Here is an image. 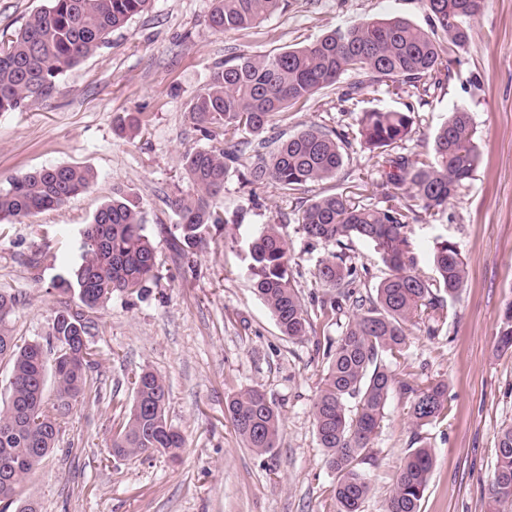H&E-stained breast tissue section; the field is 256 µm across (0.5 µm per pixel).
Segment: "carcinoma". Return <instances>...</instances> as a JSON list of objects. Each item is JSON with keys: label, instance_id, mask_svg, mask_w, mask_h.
I'll list each match as a JSON object with an SVG mask.
<instances>
[{"label": "carcinoma", "instance_id": "1", "mask_svg": "<svg viewBox=\"0 0 512 512\" xmlns=\"http://www.w3.org/2000/svg\"><path fill=\"white\" fill-rule=\"evenodd\" d=\"M150 0H47L19 29L0 40V112L24 108L47 94L67 68L110 42V35L142 13ZM430 28L401 17L338 27L309 46L261 57L231 53L212 73L190 106L199 131L224 135V147L185 155L190 191L168 197L177 216L173 248L187 256L201 248L212 230L224 229L237 242L238 225L214 205L224 181L244 155L245 174L254 186L271 185L290 196L302 187L334 178L347 150L360 146L389 167L381 186L405 188L402 199L381 208L360 207L341 194L325 195L302 205L297 224L310 238L338 246L353 237L375 244L389 274L366 300L358 286L361 273L342 255L322 261L316 280L333 290L305 304L289 273L288 240L281 224H260L247 242L246 271L280 333L292 340L317 335L336 318L342 305L356 310L336 344L323 355L327 371L314 400L313 425L325 463L336 475V512H361L371 486L365 465L394 388L411 394L408 415L413 425H427L448 410V386L428 382L414 388L396 378L386 364L407 346L408 324L431 311L448 320L447 297L462 288L466 268L457 248L437 244L435 277L416 273L405 229L436 218L479 162L475 131L468 112L457 109L436 130L431 154L414 160L395 153L410 137L415 110L371 109L354 122L330 130L310 125L292 135L275 132L276 118L289 106L327 89L339 88L348 73L373 81L391 80L422 87L423 94L441 84L448 68V46L469 41L466 20L484 0H424ZM287 0H214L210 28L220 34L251 29L281 13ZM120 133L140 131L130 116L116 119ZM95 174L71 165L42 167L13 178L0 189V223L59 207L88 190ZM159 279L156 251L145 234L139 202L122 192L102 204L82 231L80 262L57 276L52 288L77 300L55 312L45 341L14 333L11 318L19 298L0 290V363L10 366L8 395L0 403V472L8 466L12 487L0 485V512H37L23 497L24 482L58 447L61 421L73 405L90 397L97 362L87 344L90 321L114 294L141 296ZM499 346L512 349V304L505 308ZM168 389L158 373L143 369L133 382L128 415L112 432V456L130 458L158 452L172 458L185 446L183 435L167 417ZM227 414L245 446L263 455L280 435V412L258 387L227 400ZM496 463L487 488V512H512V424L495 444ZM434 465L422 444L408 455L397 476L386 512H420Z\"/></svg>", "mask_w": 512, "mask_h": 512}]
</instances>
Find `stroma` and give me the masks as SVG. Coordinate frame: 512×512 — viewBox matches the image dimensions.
I'll use <instances>...</instances> for the list:
<instances>
[{
	"instance_id": "obj_1",
	"label": "stroma",
	"mask_w": 512,
	"mask_h": 512,
	"mask_svg": "<svg viewBox=\"0 0 512 512\" xmlns=\"http://www.w3.org/2000/svg\"><path fill=\"white\" fill-rule=\"evenodd\" d=\"M212 7L213 0H151L106 48L60 75L47 96L0 113V189L45 166L85 167L96 176L62 206L0 225V289L19 296L12 316L17 335H45L64 300L51 282L78 261L83 226L113 191L139 201L159 270L158 283L142 297L117 294L88 314L99 399L75 405L58 450L27 482L38 512H336V476L318 445L312 406L326 373L323 350L345 328L352 307L317 335L282 336L223 232H212L192 258L174 251L177 217L166 199L187 186L185 154L216 144L196 130L189 105L227 47L265 55L310 45L348 23L402 17L425 27L427 12L423 0H288L286 12L256 28L218 34L207 24ZM466 25L470 39L452 53L441 89L423 99L408 84L383 81L363 94L367 109L414 107L419 121L405 155L429 154L435 130L457 109L469 113L480 154L446 212L407 230L417 273L434 277V248L445 240L466 264L464 285L449 299L437 336L427 333L428 316L416 318L406 349L388 361L395 377L411 385L446 382L448 412L414 428L407 394L392 391L367 467L371 492L363 512H385L419 439L435 459L421 512H483L495 436L512 423V349L497 344L512 302V0H485ZM351 110L342 89H325L289 107L278 129H335L351 122ZM123 113L139 118L142 135H116L113 121ZM243 170L239 163L230 171L216 205L238 212L242 240L256 225L288 219L292 278L303 299L324 295L315 273L337 246L299 231V203L340 193L361 206H384L383 196L365 190L381 179L376 155L351 150L335 178L297 197L271 186L249 189ZM346 254L367 270L361 293L374 294L389 274L377 247L353 239ZM143 368L166 379L168 419L186 439L179 460L158 453L117 459L109 448L133 401V376ZM256 385L281 413L278 446L261 456L244 447L225 414L229 396Z\"/></svg>"
}]
</instances>
